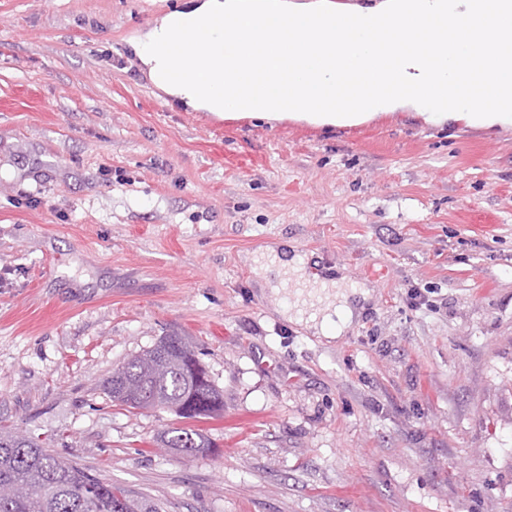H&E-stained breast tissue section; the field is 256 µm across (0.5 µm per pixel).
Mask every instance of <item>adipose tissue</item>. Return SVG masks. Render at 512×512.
Masks as SVG:
<instances>
[{"label": "adipose tissue", "instance_id": "1", "mask_svg": "<svg viewBox=\"0 0 512 512\" xmlns=\"http://www.w3.org/2000/svg\"><path fill=\"white\" fill-rule=\"evenodd\" d=\"M295 296L296 304L289 311L291 321L326 339L337 338L353 322L355 310L349 303V294L338 289L335 282H324L308 291H296Z\"/></svg>", "mask_w": 512, "mask_h": 512}]
</instances>
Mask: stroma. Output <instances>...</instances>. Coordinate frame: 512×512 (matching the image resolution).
Returning a JSON list of instances; mask_svg holds the SVG:
<instances>
[{
  "instance_id": "obj_1",
  "label": "stroma",
  "mask_w": 512,
  "mask_h": 512,
  "mask_svg": "<svg viewBox=\"0 0 512 512\" xmlns=\"http://www.w3.org/2000/svg\"><path fill=\"white\" fill-rule=\"evenodd\" d=\"M168 6L0 0V427L166 512H512V124L217 123L128 43ZM269 248L369 289L353 326L289 321ZM172 333L216 453L103 391ZM163 442L168 448H180L192 456L212 453V448H216L202 433L186 427L171 428L165 433Z\"/></svg>"
}]
</instances>
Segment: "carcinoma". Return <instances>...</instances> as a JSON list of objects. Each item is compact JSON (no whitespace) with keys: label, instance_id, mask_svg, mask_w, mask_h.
Segmentation results:
<instances>
[{"label":"carcinoma","instance_id":"1","mask_svg":"<svg viewBox=\"0 0 512 512\" xmlns=\"http://www.w3.org/2000/svg\"><path fill=\"white\" fill-rule=\"evenodd\" d=\"M126 382L140 391L143 409H167L184 420L211 418L224 411V394L187 336H161L115 369L103 384L112 402L126 405ZM164 444L192 456L208 454L214 448L202 433L186 427L168 430ZM0 512L163 510L150 498L90 475L37 437L0 430Z\"/></svg>","mask_w":512,"mask_h":512}]
</instances>
